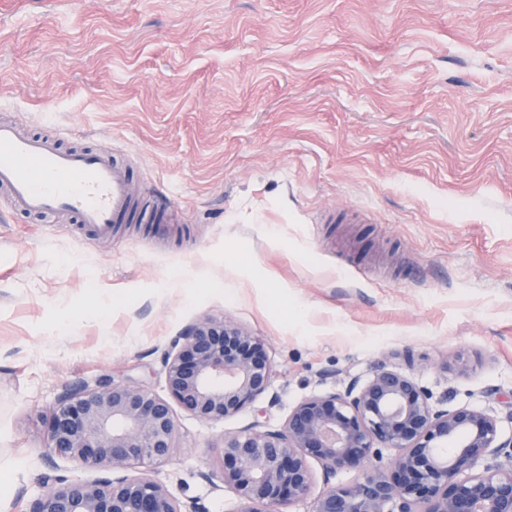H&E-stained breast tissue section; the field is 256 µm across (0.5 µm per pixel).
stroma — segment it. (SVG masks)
<instances>
[{"label": "stroma", "instance_id": "1", "mask_svg": "<svg viewBox=\"0 0 512 512\" xmlns=\"http://www.w3.org/2000/svg\"><path fill=\"white\" fill-rule=\"evenodd\" d=\"M1 108L131 159L174 221L105 240L0 195V463L25 462L0 512L44 494L65 387L165 394L204 318L273 375L237 415L177 412L151 475L181 502L237 512L225 435L383 365L512 436V0H0Z\"/></svg>", "mask_w": 512, "mask_h": 512}]
</instances>
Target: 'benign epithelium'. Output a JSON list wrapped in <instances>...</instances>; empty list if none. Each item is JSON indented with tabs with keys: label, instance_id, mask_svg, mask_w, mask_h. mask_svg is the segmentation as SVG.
I'll list each match as a JSON object with an SVG mask.
<instances>
[{
	"label": "benign epithelium",
	"instance_id": "benign-epithelium-1",
	"mask_svg": "<svg viewBox=\"0 0 512 512\" xmlns=\"http://www.w3.org/2000/svg\"><path fill=\"white\" fill-rule=\"evenodd\" d=\"M167 396L131 381L65 388L48 421L43 455L79 462L92 480L46 479L43 497L26 512H184L166 485L132 464L167 462L175 448L173 404L206 421L233 416L271 386L272 365L261 340L224 320L205 318L173 342L165 360ZM457 448L441 453L451 439ZM512 437L498 421L469 407L442 409L432 393L396 367L382 366L366 381L306 398L276 429L256 421L224 435L223 480L241 502L237 512H263L306 495L310 461L322 465L326 490L314 512H512ZM397 454L386 469L382 450ZM362 469L350 483L336 471Z\"/></svg>",
	"mask_w": 512,
	"mask_h": 512
}]
</instances>
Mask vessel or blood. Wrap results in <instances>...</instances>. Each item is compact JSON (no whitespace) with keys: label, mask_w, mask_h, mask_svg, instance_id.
Instances as JSON below:
<instances>
[{"label":"vessel or blood","mask_w":512,"mask_h":512,"mask_svg":"<svg viewBox=\"0 0 512 512\" xmlns=\"http://www.w3.org/2000/svg\"><path fill=\"white\" fill-rule=\"evenodd\" d=\"M0 189L23 212L73 218L102 236L117 224H152L167 216L162 207L135 205L128 167L108 153L65 150L10 121H0Z\"/></svg>","instance_id":"vessel-or-blood-1"}]
</instances>
